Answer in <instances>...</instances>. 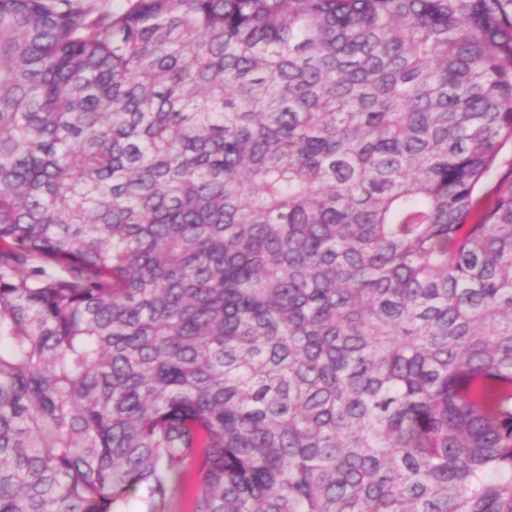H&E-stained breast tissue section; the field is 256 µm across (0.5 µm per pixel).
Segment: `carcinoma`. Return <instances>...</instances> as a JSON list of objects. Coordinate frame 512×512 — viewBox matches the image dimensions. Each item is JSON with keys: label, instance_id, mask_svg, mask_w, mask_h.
<instances>
[{"label": "carcinoma", "instance_id": "obj_1", "mask_svg": "<svg viewBox=\"0 0 512 512\" xmlns=\"http://www.w3.org/2000/svg\"><path fill=\"white\" fill-rule=\"evenodd\" d=\"M512 0H0V512H512Z\"/></svg>", "mask_w": 512, "mask_h": 512}]
</instances>
